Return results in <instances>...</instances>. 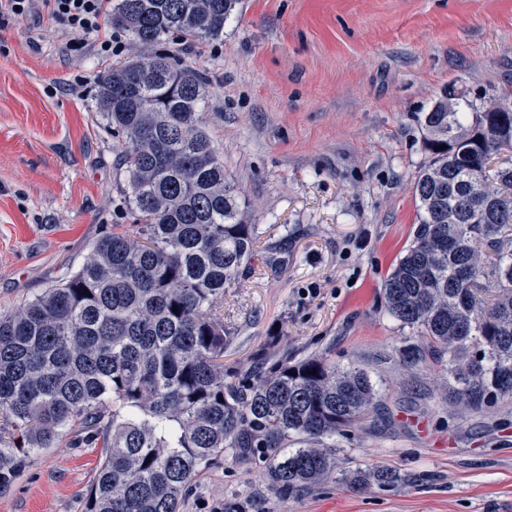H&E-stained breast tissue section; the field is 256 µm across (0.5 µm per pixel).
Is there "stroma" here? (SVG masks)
Instances as JSON below:
<instances>
[{
	"label": "stroma",
	"instance_id": "stroma-1",
	"mask_svg": "<svg viewBox=\"0 0 512 512\" xmlns=\"http://www.w3.org/2000/svg\"><path fill=\"white\" fill-rule=\"evenodd\" d=\"M161 49L206 77L207 131L260 236L224 293L230 360L248 367L274 339L298 358L366 369L394 421L337 436L336 470L401 476L288 500L269 490L261 462L229 461L201 473L182 512H512V403L458 412L447 355L403 363L395 349L407 331L379 297L418 222L415 115L451 82L512 87V0H241L223 39ZM135 53L64 58L51 21L35 15L0 31V312L133 223L124 146L104 130L97 97ZM81 438L75 424L30 451L0 489V512H84L100 451ZM400 475L396 471L380 469H363L358 467L353 472L345 474L341 481L352 490H362L370 488L372 485L385 487L391 483L397 482Z\"/></svg>",
	"mask_w": 512,
	"mask_h": 512
}]
</instances>
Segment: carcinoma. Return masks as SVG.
<instances>
[{
	"label": "carcinoma",
	"mask_w": 512,
	"mask_h": 512,
	"mask_svg": "<svg viewBox=\"0 0 512 512\" xmlns=\"http://www.w3.org/2000/svg\"><path fill=\"white\" fill-rule=\"evenodd\" d=\"M238 0H118L112 24L148 49L172 36L224 38ZM206 78L163 52L112 69L105 127L120 139L136 224L106 235L65 282L0 314V414L26 447L78 423L101 462L85 512H180L193 481L226 458L258 460L271 492L297 499L336 481L345 429L381 406L367 371L262 345L243 370L218 303L256 250L257 231L204 128ZM448 109V89L417 113L426 161L414 182L413 238L382 284L388 315L448 354L454 404L512 402V112ZM445 149H440V146ZM496 256L481 261L482 251ZM177 311H172V308ZM0 446V487L23 472ZM391 470L357 468L353 490Z\"/></svg>",
	"instance_id": "1"
}]
</instances>
